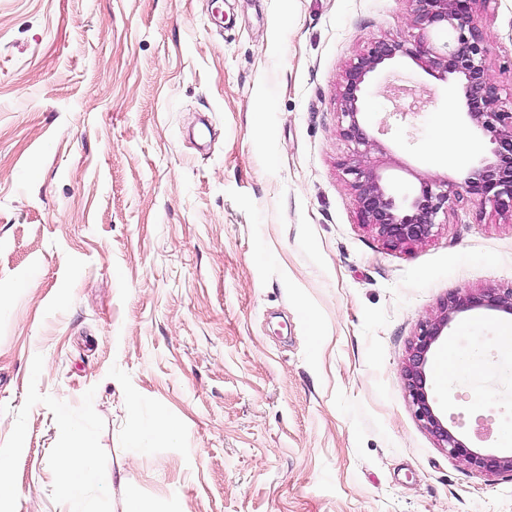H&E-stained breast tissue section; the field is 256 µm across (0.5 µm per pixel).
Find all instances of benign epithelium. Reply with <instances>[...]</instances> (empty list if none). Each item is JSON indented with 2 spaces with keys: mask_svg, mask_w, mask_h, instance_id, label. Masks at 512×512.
<instances>
[{
  "mask_svg": "<svg viewBox=\"0 0 512 512\" xmlns=\"http://www.w3.org/2000/svg\"><path fill=\"white\" fill-rule=\"evenodd\" d=\"M413 24L422 29L435 26L449 38L437 51L423 41H378L345 70L337 103L342 134L360 146L358 160L345 170L355 176L354 205L360 222L375 227L391 246L422 242L432 236L439 215L447 214L461 192L490 203L500 210H512V111L498 107V85L488 74V48L482 31L474 22V6L479 0H412ZM408 56L425 60V66L443 75H457L462 81L466 118L489 135L493 148L489 156L472 167L459 185L423 182L416 193L398 195L381 182L372 168L361 163L375 142L367 138L361 123L366 102V77L388 60ZM477 308L512 315V288L458 292L448 297L435 319L420 327L411 343L404 377L415 415L434 435L440 447L484 475L512 471V455L483 454L467 447L440 418L428 391L429 356L445 328L460 314Z\"/></svg>",
  "mask_w": 512,
  "mask_h": 512,
  "instance_id": "benign-epithelium-1",
  "label": "benign epithelium"
}]
</instances>
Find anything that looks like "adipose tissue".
Instances as JSON below:
<instances>
[{
    "label": "adipose tissue",
    "instance_id": "obj_1",
    "mask_svg": "<svg viewBox=\"0 0 512 512\" xmlns=\"http://www.w3.org/2000/svg\"><path fill=\"white\" fill-rule=\"evenodd\" d=\"M59 434L64 444L54 458L56 489L64 500L77 502L95 479V443L89 432L67 420L61 423Z\"/></svg>",
    "mask_w": 512,
    "mask_h": 512
}]
</instances>
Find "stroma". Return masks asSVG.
<instances>
[{"mask_svg":"<svg viewBox=\"0 0 512 512\" xmlns=\"http://www.w3.org/2000/svg\"><path fill=\"white\" fill-rule=\"evenodd\" d=\"M411 0H0V512H68L62 415L95 438L88 512H512L417 419L403 367L450 295L512 288V214L463 196L391 247L344 169L345 69L424 38ZM512 98V0H479ZM400 85L426 101L407 113ZM394 188L462 182L488 155L456 76L411 58L366 87ZM452 114L470 148L433 152ZM512 316L443 331L429 393L448 428L512 453ZM454 373L438 375L448 359ZM158 418L169 433L149 432ZM145 455H127L134 431Z\"/></svg>","mask_w":512,"mask_h":512,"instance_id":"stroma-1","label":"stroma"}]
</instances>
